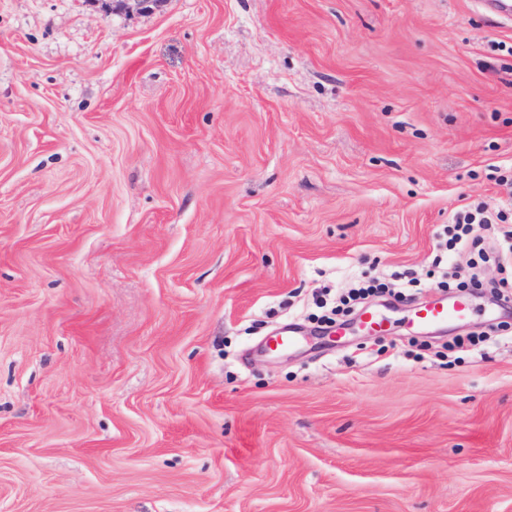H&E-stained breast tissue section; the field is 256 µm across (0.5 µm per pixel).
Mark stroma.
Masks as SVG:
<instances>
[{
    "label": "stroma",
    "mask_w": 512,
    "mask_h": 512,
    "mask_svg": "<svg viewBox=\"0 0 512 512\" xmlns=\"http://www.w3.org/2000/svg\"><path fill=\"white\" fill-rule=\"evenodd\" d=\"M501 43L478 0H0V512H512V281L443 235L512 169ZM358 283L389 331L331 340ZM467 310V304L462 300L448 303L445 298H437L421 306L416 311L412 322L418 326L442 325L450 319L462 318Z\"/></svg>",
    "instance_id": "1"
}]
</instances>
